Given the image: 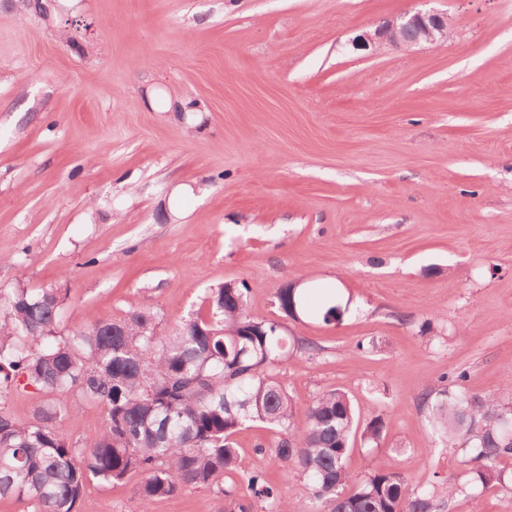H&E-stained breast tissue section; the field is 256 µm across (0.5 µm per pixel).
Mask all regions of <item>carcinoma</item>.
<instances>
[{"label": "carcinoma", "mask_w": 512, "mask_h": 512, "mask_svg": "<svg viewBox=\"0 0 512 512\" xmlns=\"http://www.w3.org/2000/svg\"><path fill=\"white\" fill-rule=\"evenodd\" d=\"M248 285L226 283L168 332L151 309L117 320L92 318L58 335L56 288H18L0 298V392L32 385L50 399L36 421L0 411V498L26 499L35 512H76L87 483L141 476V512L186 488L213 490L225 512H289L281 488L258 471L239 473L234 436L250 423L277 432L271 459L295 472L310 492L311 512H448L451 500H475L495 487L512 492V381L498 394L463 386V370L426 392L427 431L455 451L461 473L416 484L404 473L348 467L356 433L379 447L387 427L378 414L360 423L348 393L317 394L297 407L280 377L288 355L319 348L293 343L280 323L248 310ZM307 289L276 288L288 317L308 312ZM100 404L104 425L91 442L61 423L70 397Z\"/></svg>", "instance_id": "cac0c4a2"}]
</instances>
